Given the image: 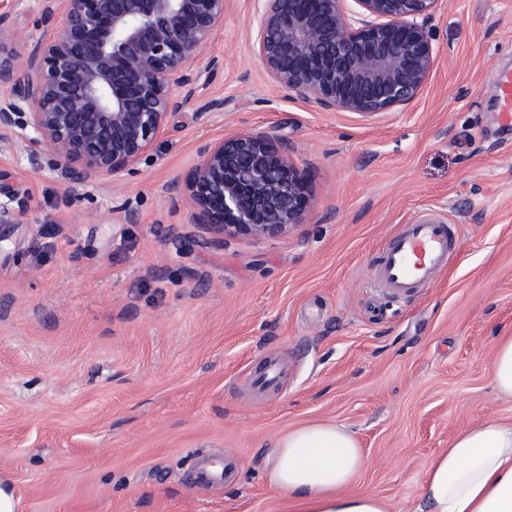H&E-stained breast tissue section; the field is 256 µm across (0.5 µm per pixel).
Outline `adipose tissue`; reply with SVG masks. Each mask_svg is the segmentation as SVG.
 <instances>
[{
	"instance_id": "1",
	"label": "adipose tissue",
	"mask_w": 512,
	"mask_h": 512,
	"mask_svg": "<svg viewBox=\"0 0 512 512\" xmlns=\"http://www.w3.org/2000/svg\"><path fill=\"white\" fill-rule=\"evenodd\" d=\"M364 466L346 428L311 423L277 441L268 482L296 512H388L377 495L349 492ZM420 497L429 512H512V421L486 420L458 433L429 463Z\"/></svg>"
}]
</instances>
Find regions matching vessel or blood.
Returning a JSON list of instances; mask_svg holds the SVG:
<instances>
[{"mask_svg":"<svg viewBox=\"0 0 512 512\" xmlns=\"http://www.w3.org/2000/svg\"><path fill=\"white\" fill-rule=\"evenodd\" d=\"M502 123L512 122V68L497 74ZM460 243L459 227L437 218L398 225L379 250L373 271L375 287L394 298L430 288L447 270Z\"/></svg>","mask_w":512,"mask_h":512,"instance_id":"vessel-or-blood-1","label":"vessel or blood"}]
</instances>
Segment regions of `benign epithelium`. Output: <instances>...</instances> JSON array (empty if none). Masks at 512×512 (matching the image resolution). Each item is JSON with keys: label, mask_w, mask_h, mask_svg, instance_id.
Wrapping results in <instances>:
<instances>
[{"label": "benign epithelium", "mask_w": 512, "mask_h": 512, "mask_svg": "<svg viewBox=\"0 0 512 512\" xmlns=\"http://www.w3.org/2000/svg\"><path fill=\"white\" fill-rule=\"evenodd\" d=\"M253 48L279 90L325 111L377 114L412 102L436 62L429 21L444 0H259ZM46 39L20 61L0 46V127H17L31 160L45 146L69 204L92 177L134 169L170 116L223 64L201 54L224 23V0H38ZM186 190L209 245L308 223L306 179L288 143L240 133L205 144Z\"/></svg>", "instance_id": "benign-epithelium-1"}]
</instances>
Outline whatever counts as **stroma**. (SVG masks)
Here are the masks:
<instances>
[{
	"label": "stroma",
	"instance_id": "stroma-1",
	"mask_svg": "<svg viewBox=\"0 0 512 512\" xmlns=\"http://www.w3.org/2000/svg\"><path fill=\"white\" fill-rule=\"evenodd\" d=\"M35 0H0L41 37ZM256 0H224L202 53L224 67L209 114L175 113L135 169L60 202L54 162L0 129V480L19 512H290L269 486L277 438L333 422L367 459L352 489L423 512L428 463L463 429L512 420L491 382L512 333V0H444L408 106L326 112L277 90L253 54ZM266 131L308 181V224L210 246L185 184L201 145ZM461 225L439 283L402 301L369 286L379 248L425 215ZM267 360L278 385L252 388ZM230 468L201 482L198 458ZM497 83L501 102L499 118L507 126L509 121L512 123V68L500 70L497 74Z\"/></svg>",
	"mask_w": 512,
	"mask_h": 512
}]
</instances>
